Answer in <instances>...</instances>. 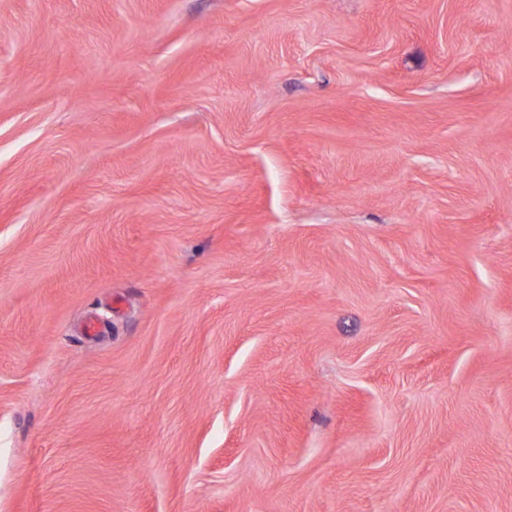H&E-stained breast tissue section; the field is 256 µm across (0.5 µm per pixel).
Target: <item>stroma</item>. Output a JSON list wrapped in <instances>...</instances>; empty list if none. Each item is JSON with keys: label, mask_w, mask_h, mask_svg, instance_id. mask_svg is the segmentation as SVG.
Returning <instances> with one entry per match:
<instances>
[{"label": "stroma", "mask_w": 512, "mask_h": 512, "mask_svg": "<svg viewBox=\"0 0 512 512\" xmlns=\"http://www.w3.org/2000/svg\"><path fill=\"white\" fill-rule=\"evenodd\" d=\"M0 512H512V0H0Z\"/></svg>", "instance_id": "stroma-1"}]
</instances>
